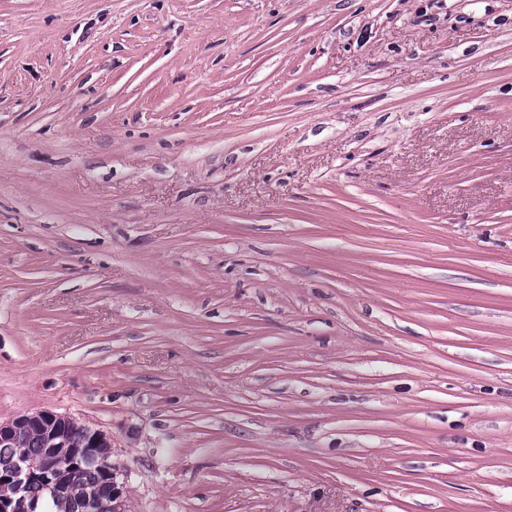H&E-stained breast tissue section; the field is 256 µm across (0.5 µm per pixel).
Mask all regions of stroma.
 <instances>
[{
  "label": "stroma",
  "instance_id": "1",
  "mask_svg": "<svg viewBox=\"0 0 512 512\" xmlns=\"http://www.w3.org/2000/svg\"><path fill=\"white\" fill-rule=\"evenodd\" d=\"M126 512H512V0H0V421ZM111 454L106 450L101 452L99 456V461L102 465L107 469V479L106 483L108 485V495L103 499H98L95 501H88V509L86 511L90 512H124L125 511V501H124V482H120L117 479V476L113 474L112 471L117 470L116 466L112 464L110 461ZM112 465V466H111ZM77 481L86 488L91 497L104 496L107 486L100 468L95 465L87 466L73 474Z\"/></svg>",
  "mask_w": 512,
  "mask_h": 512
}]
</instances>
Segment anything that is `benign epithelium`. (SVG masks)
Instances as JSON below:
<instances>
[{
	"instance_id": "7a95c632",
	"label": "benign epithelium",
	"mask_w": 512,
	"mask_h": 512,
	"mask_svg": "<svg viewBox=\"0 0 512 512\" xmlns=\"http://www.w3.org/2000/svg\"><path fill=\"white\" fill-rule=\"evenodd\" d=\"M38 431L45 438L46 454L39 467L34 468L19 458L0 470V489L9 487L13 496H0V512H33L35 502L22 494L30 483L38 482L52 494L64 492L57 498L60 507L71 499L84 497L82 489L69 484L59 472L54 456L62 448L78 462L91 464L95 450L112 447V440L103 431L80 424L76 419L48 411L17 416L0 422V443L16 439L24 431ZM108 495L88 502V512H125L124 483L118 481L112 470H107Z\"/></svg>"
}]
</instances>
